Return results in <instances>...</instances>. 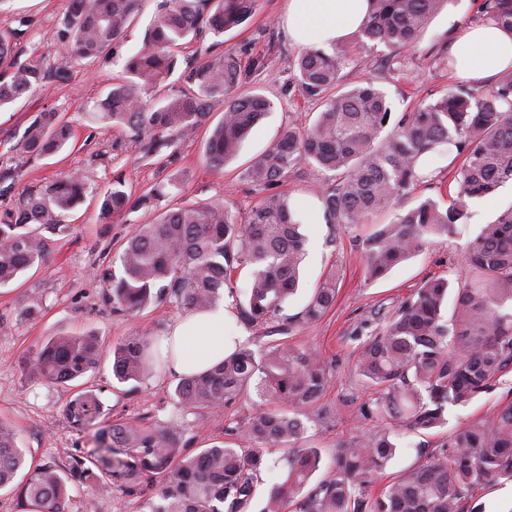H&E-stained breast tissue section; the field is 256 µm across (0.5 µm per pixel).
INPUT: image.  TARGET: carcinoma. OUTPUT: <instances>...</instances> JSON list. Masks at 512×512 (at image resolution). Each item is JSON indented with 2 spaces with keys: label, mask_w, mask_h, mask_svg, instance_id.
I'll return each mask as SVG.
<instances>
[{
  "label": "carcinoma",
  "mask_w": 512,
  "mask_h": 512,
  "mask_svg": "<svg viewBox=\"0 0 512 512\" xmlns=\"http://www.w3.org/2000/svg\"><path fill=\"white\" fill-rule=\"evenodd\" d=\"M258 0H163L137 52L125 63L127 79L96 102L90 117L124 130L142 157L160 155L181 140L208 132L204 160L220 170L238 155L243 142L274 108L265 95L237 94L242 67L233 55L198 61L183 74L189 91L155 102L144 95L173 74L174 48L191 34L217 36L247 21ZM359 44H383L395 51L414 45L445 0H370ZM139 0H69L65 51L97 58L119 42L138 11ZM483 22L512 30V0H481ZM348 53L329 54L310 47L299 52L294 80L322 110L308 126L283 129L242 171V179L267 192L245 217L230 204L199 199L175 209L158 205L168 189L183 186L177 177L158 183L137 198L117 178L104 194L98 223L110 224L143 211L119 255L120 271L101 276L110 283L104 302L116 315L132 316L167 301L188 312L214 307L233 290L235 273L246 269L249 286L239 303L248 326L278 322L292 330L283 305L298 286L306 239L289 197L277 191L288 175L308 166L318 175L311 194L325 221L337 227L372 225L359 239L369 277L378 278L421 252L431 238L454 234L470 218L475 199L512 182V69L485 91L461 83L432 101H422L391 120L385 93L371 77L344 83ZM0 108L44 85L47 76L16 63L11 42L0 37ZM224 100V116L211 125L210 103ZM389 133H384L389 123ZM73 139L71 125L54 112L31 118L20 141L23 152L40 159L60 152ZM446 148L454 154L450 174L455 197L443 208L425 198L400 206L417 182L429 177V155ZM87 184L68 173L47 188L29 192L0 209V285L47 258L37 228L58 230L85 198ZM388 224H374L393 206ZM475 277L457 289L453 314L442 308L449 281L435 277L403 301L364 340L354 372L378 397L365 404V417L388 424L357 434L341 446L334 471L311 483L320 468L318 449L304 448L309 409L328 384L318 352L278 344L261 353L240 347L210 369L189 374L176 386L186 411L221 415V408L249 388L273 406L247 422L232 421L224 434L240 446L214 444L188 453L184 429L173 422L152 428L134 422L99 427L93 449L71 457L68 465L43 462L24 467L14 430L0 422V489L26 469L16 486L20 512H68L69 491L106 486L144 501L148 512H252L258 475L269 448L285 452L275 462L283 481L272 487L259 512H481L466 509L472 490L512 482V401L478 421L456 428L441 448L417 466L372 493L381 473L399 450L403 433L426 435L448 424V407L464 405L497 385L512 368V208L483 225L465 250ZM336 276L327 278L301 312L319 322L336 299ZM104 352L97 336L57 335L30 350L27 373L62 384L84 376ZM112 374L120 383L138 381L160 362L161 351L145 333L126 337L112 348ZM67 414L84 428L102 416L99 396L78 391Z\"/></svg>",
  "instance_id": "carcinoma-1"
}]
</instances>
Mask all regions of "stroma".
<instances>
[{
	"label": "stroma",
	"instance_id": "1",
	"mask_svg": "<svg viewBox=\"0 0 512 512\" xmlns=\"http://www.w3.org/2000/svg\"><path fill=\"white\" fill-rule=\"evenodd\" d=\"M480 0H447L434 15L414 46L396 53L399 64L382 66L390 56L384 45L370 51L351 48L349 81L365 77L359 59L375 61L373 74L383 90L393 114L407 111L421 100L442 95L456 80L450 70L435 68L430 57L433 44L453 38L460 25L479 21ZM158 0H141L137 18L122 40L95 59L67 55L59 39L66 27L67 0H0V35L9 37L19 64L51 73L48 84L31 92L9 108L0 110V208L11 205L21 195L45 188L61 174H82L89 191L72 212L67 231H46L49 255L45 265L26 271L16 281L0 286V420L16 429V443L27 461L67 465L78 449L91 448L86 432L78 431L68 420L65 408L76 388L98 391L106 421H134L143 426H162L180 421L192 448H205L224 440L223 421L246 419L258 409L255 398L241 397L222 410V420L208 414L183 410L175 396L176 379L163 367L139 381L118 383L112 377V359L103 357L75 385L45 383L30 378L23 361L28 352L57 333L96 334L103 349H110L134 331L148 332L161 339L180 316L182 309L162 302L132 316H118L103 302L109 284L98 276V269L112 264L126 237L142 213L130 214L126 221L100 224L96 221L102 194L114 176H122L126 190L138 194L171 176L183 179L180 193L162 200L163 208L177 207L189 200L209 199L229 202L242 213L248 212L263 196L261 189L241 182L238 174L289 125L305 126L316 118L321 106L303 95L293 80L298 53L281 22L284 0H259L258 10L242 26L216 36L209 32L189 36L178 52L177 71L154 90V97L180 94L185 88L182 71L191 63L211 55L238 56L245 72L243 90H257L274 103L273 111L251 132L238 156L221 171L203 161V137L181 141L159 156L141 159L131 135L106 123L89 119L94 103L113 84L125 79L124 63L140 46L144 31L157 10ZM54 112L68 120L75 145L37 161L28 160L19 139L31 117ZM512 207V183H506L494 196L471 205L468 224L459 234L436 238L421 252L395 266L380 278L365 273V261L357 243L356 229H333L329 224H306L308 239L300 288L286 303L284 312H300L317 285L332 271H339L334 305L315 324L301 323L284 334L273 325L246 326L233 312L244 300L246 277H239L234 294L224 303L232 315L225 333L239 337L253 351L287 343L318 351L328 370L329 382L313 407L308 424L307 446L320 449L322 475H329L341 447L352 436L381 427L378 418H363L360 410L375 392L354 373L356 351L363 339L379 324L378 315L392 310L415 288L431 277L448 278L459 287L465 278L463 250L483 224ZM38 298V314L25 310L30 298ZM512 400V370L498 385L468 404L449 408L448 423L429 435H406L400 450L385 468L380 482L388 484L401 471L421 461L420 448H437L447 441L459 424L480 419ZM69 512H147L141 500L123 498L112 492L91 493L87 488L71 490Z\"/></svg>",
	"mask_w": 512,
	"mask_h": 512
}]
</instances>
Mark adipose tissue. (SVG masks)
Returning a JSON list of instances; mask_svg holds the SVG:
<instances>
[{
	"mask_svg": "<svg viewBox=\"0 0 512 512\" xmlns=\"http://www.w3.org/2000/svg\"><path fill=\"white\" fill-rule=\"evenodd\" d=\"M369 0H286L283 22L299 47H333L365 21ZM454 72L483 86L493 83L504 70L512 69V31L491 24L459 29L448 46ZM229 318L224 306L201 313L190 312L169 328L164 343L172 347L167 373L181 377L200 372L223 360L233 347L224 325Z\"/></svg>",
	"mask_w": 512,
	"mask_h": 512,
	"instance_id": "obj_1",
	"label": "adipose tissue"
}]
</instances>
